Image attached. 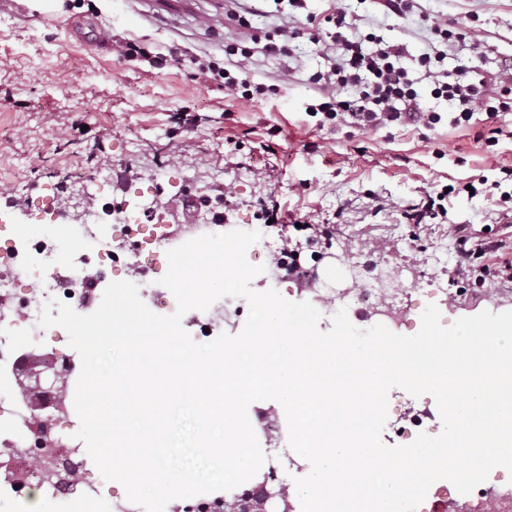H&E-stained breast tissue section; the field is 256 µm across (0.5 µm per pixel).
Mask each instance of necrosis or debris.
I'll use <instances>...</instances> for the list:
<instances>
[{
  "mask_svg": "<svg viewBox=\"0 0 512 512\" xmlns=\"http://www.w3.org/2000/svg\"><path fill=\"white\" fill-rule=\"evenodd\" d=\"M180 194L196 193L182 184ZM204 200L198 210L199 221L186 226L146 224L142 215L129 211L125 203L116 207H91L78 224L85 247L60 262L64 247L52 237L32 238L14 225L0 223V506L9 512H30L34 497L62 501L65 512H99L103 497L112 500V512H143L127 497L113 493L111 486L89 477L78 448L67 435L73 407V381L81 362L68 353L62 328L41 327L39 317L46 301L52 298L82 309L95 296L93 286L108 271H125L144 297L156 307L169 305L171 292L159 287L167 270V253L183 243L207 233H223L227 227L211 221L212 214L224 207L220 189L198 191ZM262 239L246 252L247 261L264 266L269 287L277 288L299 280L324 309L326 315L346 310L349 320L361 329L377 324L389 330L413 328L417 311L440 296L437 288L412 281L407 288L370 287L367 277H357L343 288L324 287L316 268L291 263L277 225L264 224ZM51 345V361L61 368L58 384L47 386L27 399L18 393L15 381L5 366L25 346ZM396 422L389 436L399 445L411 444L419 433L438 435L439 410L435 400L422 407L395 403ZM251 424L265 446L264 470L276 476L300 474L304 466L283 443L288 425L275 410L254 414ZM460 497L463 512H512V482L500 470L471 493L459 495L445 483L429 488L417 512H448V501Z\"/></svg>",
  "mask_w": 512,
  "mask_h": 512,
  "instance_id": "4bbe7bcc",
  "label": "necrosis or debris"
}]
</instances>
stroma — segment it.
<instances>
[{
    "label": "stroma",
    "instance_id": "35a3bbf8",
    "mask_svg": "<svg viewBox=\"0 0 512 512\" xmlns=\"http://www.w3.org/2000/svg\"><path fill=\"white\" fill-rule=\"evenodd\" d=\"M356 32L405 43L403 61L417 79L420 106L444 112L414 61L432 35L426 15L466 23L465 40L448 49V66L471 61L481 75L512 59V0H412L409 17L387 14L382 0H342ZM251 9V28L236 13ZM272 0H64L56 15L38 22L0 12V192L13 198L10 212L46 194L65 197L75 173L109 175L116 199H157L167 224H191L169 182L184 171L199 185L222 182L237 221L257 220L274 202L283 223L297 218L328 222L335 260L319 270L329 285L341 283L352 252L373 251L383 266L412 267L422 284L447 287L448 318L498 307L512 310V278L493 297L457 295L456 226L474 236L494 227V207L460 186L480 177L496 180L487 154L469 128L404 126L393 133H329L304 112L312 91L308 76L322 64L317 45L293 41L290 57L255 48L251 75L288 83L260 102L235 99L222 82L198 75L195 61L224 59L226 42L275 33L285 16ZM141 41L157 58L128 61L113 41ZM482 57H474L472 46ZM456 186L444 224H411L409 206L426 192ZM446 244L448 258L432 255Z\"/></svg>",
    "mask_w": 512,
    "mask_h": 512
}]
</instances>
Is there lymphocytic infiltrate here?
I'll return each mask as SVG.
<instances>
[{"instance_id":"1","label":"lymphocytic infiltrate","mask_w":512,"mask_h":512,"mask_svg":"<svg viewBox=\"0 0 512 512\" xmlns=\"http://www.w3.org/2000/svg\"><path fill=\"white\" fill-rule=\"evenodd\" d=\"M273 2L280 13L305 10L306 6V0ZM349 26L347 11L336 4L321 14L306 12L302 26L279 28L265 46L269 55L286 57L292 40L297 38L305 36L315 44L331 40L333 53L326 58V69L316 70L309 77L313 96L305 113L315 118L318 128L334 133L345 128L380 131L405 125L432 130L444 122L453 128H470L481 111L489 128L478 132L477 140L488 152L498 144L503 133L498 121L512 113L511 64L501 65L498 72L474 83L469 79V66L443 69V52L420 54L418 65L429 82L431 96L447 101L449 107L445 114L425 112L420 108L414 80L400 64L405 45L373 33L363 39H350L344 34ZM224 53L230 58L228 66L208 60L199 63V70L223 80L229 96L246 101L264 98L270 87L251 78V48L228 45ZM348 87L356 88L355 96H343V89ZM458 242L461 262L455 273L460 282L480 288L512 271V243L507 240L487 238L472 246L462 235Z\"/></svg>"}]
</instances>
